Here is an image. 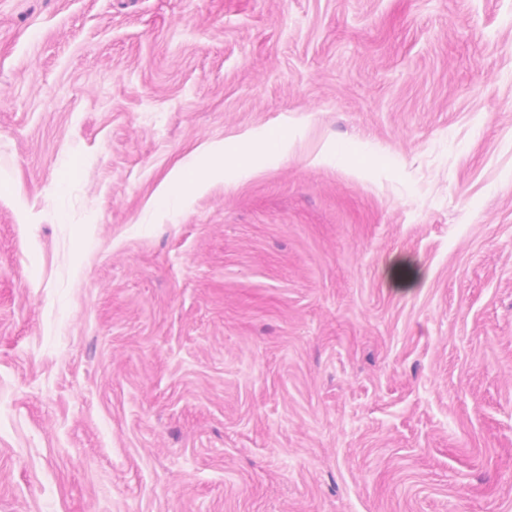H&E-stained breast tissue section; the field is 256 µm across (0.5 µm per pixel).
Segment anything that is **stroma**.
<instances>
[{"label": "stroma", "instance_id": "stroma-1", "mask_svg": "<svg viewBox=\"0 0 512 512\" xmlns=\"http://www.w3.org/2000/svg\"><path fill=\"white\" fill-rule=\"evenodd\" d=\"M0 512H512V0H0ZM293 135L279 129L260 136L242 135L233 148L212 145L206 152L204 168H191L181 163L175 165L161 182L154 199L155 207L162 206L168 211H178L186 194L201 193L208 189L215 178L224 176V166L234 169L239 183H245L262 174L258 158L275 155L281 161H288L293 147Z\"/></svg>", "mask_w": 512, "mask_h": 512}]
</instances>
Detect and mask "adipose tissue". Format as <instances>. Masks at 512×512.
I'll return each mask as SVG.
<instances>
[{"label": "adipose tissue", "mask_w": 512, "mask_h": 512, "mask_svg": "<svg viewBox=\"0 0 512 512\" xmlns=\"http://www.w3.org/2000/svg\"><path fill=\"white\" fill-rule=\"evenodd\" d=\"M292 147V134L282 129L259 136H240L231 148L210 146L205 167L191 168L178 164L170 170L159 186L154 203L166 210L178 211L186 195L208 189L215 178L223 176L225 168L234 169L239 182L245 183L262 174L259 157L274 155L284 161L288 159Z\"/></svg>", "instance_id": "1"}]
</instances>
